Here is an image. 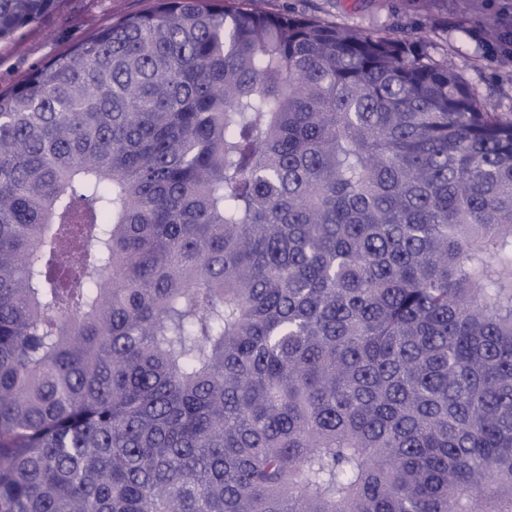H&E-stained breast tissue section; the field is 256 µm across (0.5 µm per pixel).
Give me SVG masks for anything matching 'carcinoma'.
Instances as JSON below:
<instances>
[{
    "instance_id": "obj_1",
    "label": "carcinoma",
    "mask_w": 512,
    "mask_h": 512,
    "mask_svg": "<svg viewBox=\"0 0 512 512\" xmlns=\"http://www.w3.org/2000/svg\"><path fill=\"white\" fill-rule=\"evenodd\" d=\"M0 512H512V116L261 0L0 91Z\"/></svg>"
}]
</instances>
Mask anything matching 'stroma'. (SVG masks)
I'll return each mask as SVG.
<instances>
[{
    "label": "stroma",
    "mask_w": 512,
    "mask_h": 512,
    "mask_svg": "<svg viewBox=\"0 0 512 512\" xmlns=\"http://www.w3.org/2000/svg\"><path fill=\"white\" fill-rule=\"evenodd\" d=\"M155 0H58L41 21L0 42V89L120 18L152 9ZM266 10L347 26L363 32L422 38L433 60L452 66L498 112L512 113V62L486 43L488 32L512 15V0H265Z\"/></svg>",
    "instance_id": "35a3bbf8"
}]
</instances>
